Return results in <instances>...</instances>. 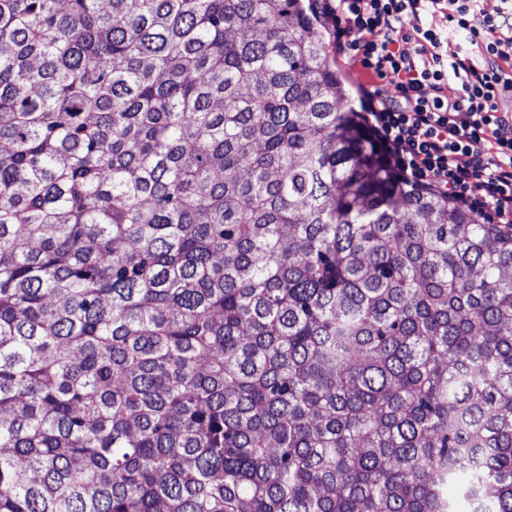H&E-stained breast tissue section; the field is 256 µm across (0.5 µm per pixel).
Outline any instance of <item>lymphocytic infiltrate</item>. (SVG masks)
<instances>
[{
	"instance_id": "1",
	"label": "lymphocytic infiltrate",
	"mask_w": 512,
	"mask_h": 512,
	"mask_svg": "<svg viewBox=\"0 0 512 512\" xmlns=\"http://www.w3.org/2000/svg\"><path fill=\"white\" fill-rule=\"evenodd\" d=\"M505 0H321L339 49L371 75L362 87L372 139L400 179L453 197L512 229V10ZM417 19L407 30V19ZM354 43H346L350 34ZM462 90L448 96L449 77ZM481 188L474 198L473 188Z\"/></svg>"
}]
</instances>
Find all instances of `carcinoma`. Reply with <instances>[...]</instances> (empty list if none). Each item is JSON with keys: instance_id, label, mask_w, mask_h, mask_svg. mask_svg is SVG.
I'll list each match as a JSON object with an SVG mask.
<instances>
[{"instance_id": "cac0c4a2", "label": "carcinoma", "mask_w": 512, "mask_h": 512, "mask_svg": "<svg viewBox=\"0 0 512 512\" xmlns=\"http://www.w3.org/2000/svg\"><path fill=\"white\" fill-rule=\"evenodd\" d=\"M320 15L0 0V512H512V230Z\"/></svg>"}]
</instances>
